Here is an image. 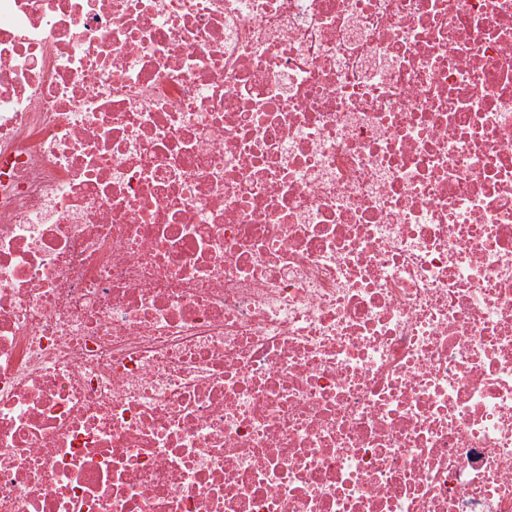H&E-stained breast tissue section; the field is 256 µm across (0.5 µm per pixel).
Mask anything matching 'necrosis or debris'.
I'll use <instances>...</instances> for the list:
<instances>
[{
	"instance_id": "obj_1",
	"label": "necrosis or debris",
	"mask_w": 512,
	"mask_h": 512,
	"mask_svg": "<svg viewBox=\"0 0 512 512\" xmlns=\"http://www.w3.org/2000/svg\"><path fill=\"white\" fill-rule=\"evenodd\" d=\"M0 512H512V0H0Z\"/></svg>"
}]
</instances>
